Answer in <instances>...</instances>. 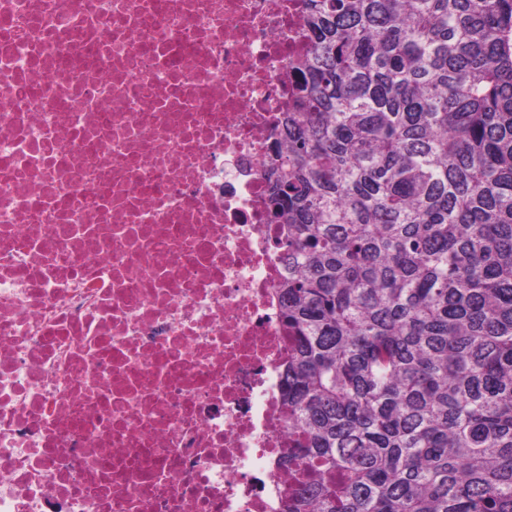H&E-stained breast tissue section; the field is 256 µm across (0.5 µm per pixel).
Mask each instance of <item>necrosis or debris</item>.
Instances as JSON below:
<instances>
[{"label": "necrosis or debris", "instance_id": "1", "mask_svg": "<svg viewBox=\"0 0 512 512\" xmlns=\"http://www.w3.org/2000/svg\"><path fill=\"white\" fill-rule=\"evenodd\" d=\"M302 0H0V512H279L269 146Z\"/></svg>", "mask_w": 512, "mask_h": 512}]
</instances>
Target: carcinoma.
<instances>
[{"instance_id":"obj_1","label":"carcinoma","mask_w":512,"mask_h":512,"mask_svg":"<svg viewBox=\"0 0 512 512\" xmlns=\"http://www.w3.org/2000/svg\"><path fill=\"white\" fill-rule=\"evenodd\" d=\"M271 143L281 512H512V0H304Z\"/></svg>"}]
</instances>
